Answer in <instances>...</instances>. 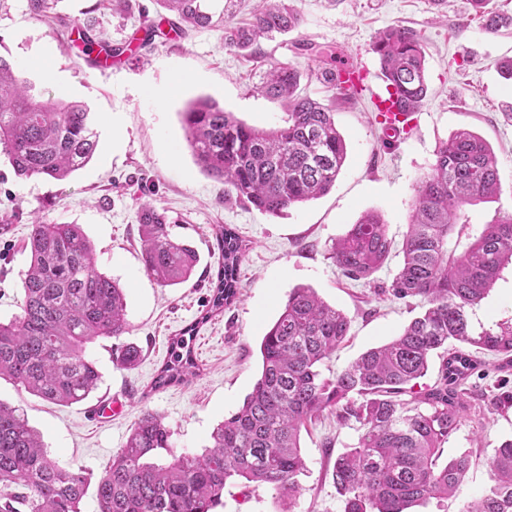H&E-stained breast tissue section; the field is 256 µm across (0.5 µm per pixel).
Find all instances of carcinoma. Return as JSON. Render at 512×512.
Segmentation results:
<instances>
[{"instance_id":"obj_1","label":"carcinoma","mask_w":512,"mask_h":512,"mask_svg":"<svg viewBox=\"0 0 512 512\" xmlns=\"http://www.w3.org/2000/svg\"><path fill=\"white\" fill-rule=\"evenodd\" d=\"M159 23L177 31L224 26L231 48L248 50L299 24L285 0H267L248 26L230 22L235 0H157ZM486 32L512 25V15L471 0ZM389 89L415 108L427 93L425 55L417 35L394 25L371 45ZM315 78L335 82V57L319 52ZM302 73L288 62L270 66L258 92L284 101L286 125L259 129L201 98L182 112L185 140L197 164L224 192L262 213L283 210L327 194L347 156L333 112L297 93ZM98 146L93 112L79 102L33 93L19 66L0 54V151L18 177L68 180L93 158ZM501 191L497 159L478 134L461 129L436 150L435 163L416 187L402 264L388 292L398 300L419 297L425 311L391 341L367 350L330 379L319 367L350 331V319L308 287L292 289L260 344L261 376L242 406L219 423L200 453L155 456L171 448V430L147 413L131 428L95 486L81 467L52 458L18 409L0 401V512H80L94 488L99 512H211L228 479L270 488L293 504L305 470L301 429L323 414L340 425L359 424L356 445L336 457L333 477L343 512H410L431 499H447L466 479L470 455L438 459L466 411L465 384L480 366L512 363V322L473 331L469 310L493 290L512 264V213H498L450 243L467 223L468 205L490 202ZM142 260L162 287L188 280L198 262L187 243L171 237L173 220L148 201L138 205ZM222 256L209 309L171 338L167 359L151 388L164 389L199 375L193 350L198 325L230 305L246 245L236 232L215 225ZM30 265L22 280L20 313L0 322V376L31 395L59 405L79 404L102 375L87 357L88 344L130 332L126 299L117 280L97 267L94 247L77 224H31ZM391 239L379 215L366 213L329 250L341 274L369 279L387 261ZM487 353L481 359L467 348ZM444 351L434 384L415 389L430 358ZM133 344L112 348V361L135 365ZM489 483L464 512H512V438L488 459Z\"/></svg>"}]
</instances>
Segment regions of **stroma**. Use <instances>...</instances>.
Listing matches in <instances>:
<instances>
[{"label": "stroma", "mask_w": 512, "mask_h": 512, "mask_svg": "<svg viewBox=\"0 0 512 512\" xmlns=\"http://www.w3.org/2000/svg\"><path fill=\"white\" fill-rule=\"evenodd\" d=\"M126 13L108 0H59L56 17L38 19L27 0H0V53L17 61L37 92L86 103L97 123L93 159L68 181L21 179L0 157V320L20 312L22 278L30 255L24 242L33 219L80 225L94 245L102 272L123 286L131 331L126 342L140 349L135 367L112 362L113 341L89 344L87 355L102 373L98 390L83 403L62 406L18 390L0 378V400L23 412L50 454L83 467L98 480L131 428L145 413L160 415L171 429L170 455L199 453L218 423L230 416L252 391L262 370L260 343L265 328L280 314L289 291L305 286L351 320L347 340L322 367L332 377L367 349L396 336L423 310L420 299L397 301L382 294L397 273L400 246L412 214L417 182L427 174L439 144L467 128L485 139L498 161L501 192L494 201L468 207L471 226L512 211V79L500 66L512 59V28L487 33L470 0H293L299 25L264 40L257 54L227 47L220 28L190 29L186 36H157L142 47L135 66L113 60L102 75L78 59L70 40L74 22L93 20L94 33L120 45L144 37L157 24L156 0H132ZM392 25L411 29L426 61L428 92L415 112L416 126L401 138L384 135L367 94L340 98L330 85L306 74L315 68V51L334 53L337 63L365 64L382 83L375 36ZM288 62L304 72L299 91L331 108L343 135L347 157L326 195L270 215L225 195L185 148L181 114L187 104L207 96L248 125H282V100L257 93L272 63ZM195 80L178 86L182 73ZM179 145L170 156L168 145ZM175 217L172 235L189 242L199 262L191 278L163 287L141 260L138 234L140 196ZM378 213L388 226L391 254L370 280L341 275L327 253L360 216ZM236 230L247 251L240 267L238 299L210 319L202 314L219 264L213 229ZM512 318V267H506L479 312L473 329ZM197 324L194 352L201 367L189 382L155 391L151 383L167 355L168 340ZM469 409L443 452L451 458L470 451L471 468L455 495L430 500L415 512H463L489 482L487 461L512 436V367L499 364L476 371L468 380ZM115 398L121 408L101 421L92 413ZM355 426L321 417L302 433L307 470L300 475V496L293 512H343L332 480L338 454L356 444ZM332 447H324V440ZM275 491L228 481L216 512H279Z\"/></svg>", "instance_id": "obj_1"}]
</instances>
